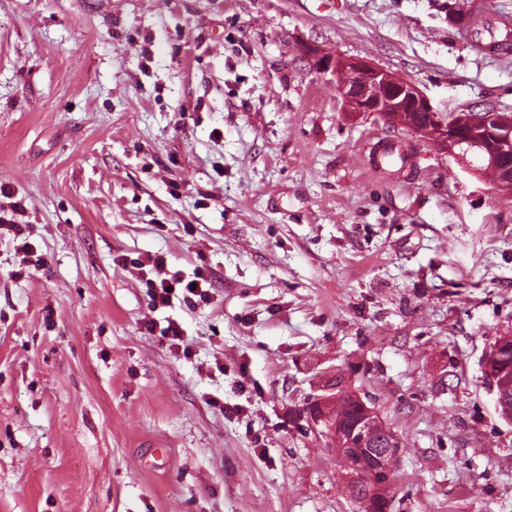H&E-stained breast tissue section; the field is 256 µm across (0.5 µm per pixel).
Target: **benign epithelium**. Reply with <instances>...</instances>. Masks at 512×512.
<instances>
[{"instance_id": "1", "label": "benign epithelium", "mask_w": 512, "mask_h": 512, "mask_svg": "<svg viewBox=\"0 0 512 512\" xmlns=\"http://www.w3.org/2000/svg\"><path fill=\"white\" fill-rule=\"evenodd\" d=\"M322 74L336 81V92L352 112L373 114L383 122L404 127L441 146L448 154L465 144L482 150L496 172L497 190L512 194V114L487 110L478 114L438 111L416 85L365 61L327 57ZM512 355V335L497 337L484 360V371L496 398L512 392V382L501 379L498 362ZM345 391L359 405V414L346 423L329 411L309 415V427L323 433L328 447L336 450L352 469L370 482L375 495H384L394 483L401 442L376 410L351 387Z\"/></svg>"}]
</instances>
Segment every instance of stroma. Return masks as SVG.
Masks as SVG:
<instances>
[{
	"mask_svg": "<svg viewBox=\"0 0 512 512\" xmlns=\"http://www.w3.org/2000/svg\"><path fill=\"white\" fill-rule=\"evenodd\" d=\"M445 2L0 0V183L41 258L0 240V512H358L308 427L334 375L402 442L390 512H512L483 374L512 195L318 71L512 113V52ZM154 254L210 302L153 307Z\"/></svg>",
	"mask_w": 512,
	"mask_h": 512,
	"instance_id": "35a3bbf8",
	"label": "stroma"
}]
</instances>
